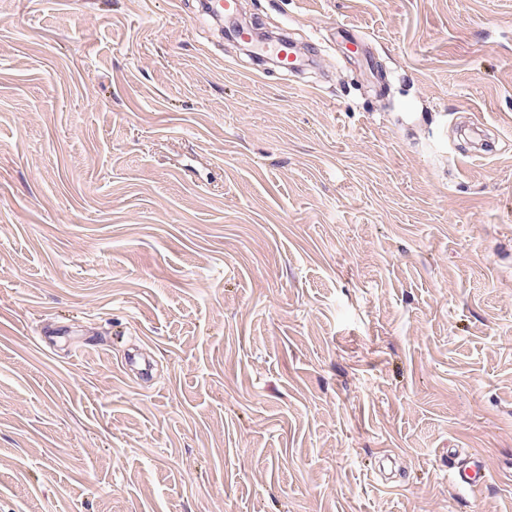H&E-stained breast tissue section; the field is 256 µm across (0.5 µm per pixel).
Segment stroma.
I'll use <instances>...</instances> for the list:
<instances>
[{
    "instance_id": "1",
    "label": "stroma",
    "mask_w": 512,
    "mask_h": 512,
    "mask_svg": "<svg viewBox=\"0 0 512 512\" xmlns=\"http://www.w3.org/2000/svg\"><path fill=\"white\" fill-rule=\"evenodd\" d=\"M241 4L0 0V512H512V0ZM449 460V481L454 489L476 494L484 488L490 472L487 456L468 453L461 455L456 448H452L448 451Z\"/></svg>"
}]
</instances>
